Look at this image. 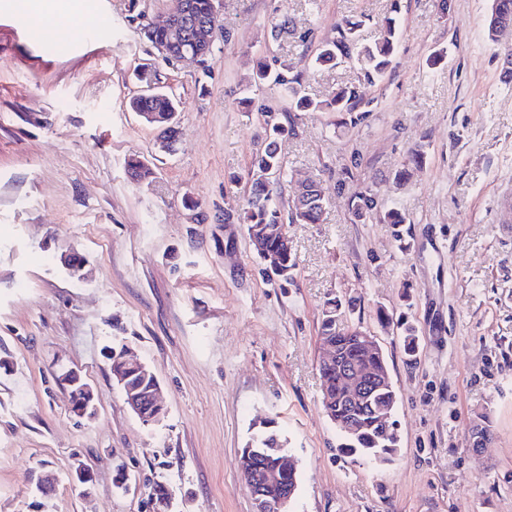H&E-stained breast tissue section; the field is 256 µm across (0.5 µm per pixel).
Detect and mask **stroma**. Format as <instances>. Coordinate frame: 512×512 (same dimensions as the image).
<instances>
[{
  "mask_svg": "<svg viewBox=\"0 0 512 512\" xmlns=\"http://www.w3.org/2000/svg\"><path fill=\"white\" fill-rule=\"evenodd\" d=\"M15 2L0 0V512H253L239 456L265 420L297 466L290 512H512V67L486 35L491 0H222L203 65L165 60L143 35L177 0H80L83 23L61 37ZM395 2L402 35L381 80L312 67L348 18L375 40ZM260 61L292 64L316 97L363 85L365 109L291 111L278 85L249 83ZM146 76L183 102L174 153L128 107ZM268 109L291 127L274 187L297 256L287 284L224 221L246 205ZM418 146L422 167L395 187ZM131 157L149 180L127 175ZM306 181L326 194L317 224L291 221ZM360 192L405 213L402 232L355 220ZM75 254L81 279L62 263ZM332 298L387 360L391 462H352L323 411ZM381 310L416 326L415 363ZM112 343L156 374L158 423L126 406ZM69 368L97 395L94 419L70 410ZM478 423L493 440L477 453ZM79 462L86 495L70 480ZM43 470L57 477L45 495Z\"/></svg>",
  "mask_w": 512,
  "mask_h": 512,
  "instance_id": "35a3bbf8",
  "label": "stroma"
}]
</instances>
